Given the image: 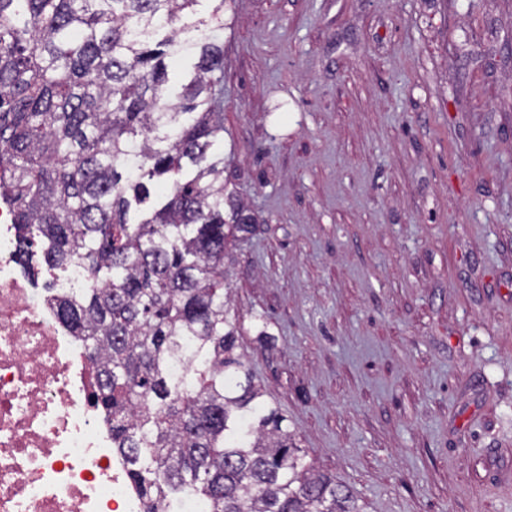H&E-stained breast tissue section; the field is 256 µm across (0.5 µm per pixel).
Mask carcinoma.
Here are the masks:
<instances>
[{
  "mask_svg": "<svg viewBox=\"0 0 512 512\" xmlns=\"http://www.w3.org/2000/svg\"><path fill=\"white\" fill-rule=\"evenodd\" d=\"M0 0V202L95 352L97 407L148 512H367L264 399L224 258L257 217L224 183V5ZM181 25H176V22ZM148 210L137 223L132 207Z\"/></svg>",
  "mask_w": 512,
  "mask_h": 512,
  "instance_id": "carcinoma-1",
  "label": "carcinoma"
}]
</instances>
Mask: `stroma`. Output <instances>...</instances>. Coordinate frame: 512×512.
<instances>
[{"mask_svg":"<svg viewBox=\"0 0 512 512\" xmlns=\"http://www.w3.org/2000/svg\"><path fill=\"white\" fill-rule=\"evenodd\" d=\"M242 351L368 512H512V0H227Z\"/></svg>","mask_w":512,"mask_h":512,"instance_id":"obj_1","label":"stroma"}]
</instances>
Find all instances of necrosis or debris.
Wrapping results in <instances>:
<instances>
[{
    "label": "necrosis or debris",
    "mask_w": 512,
    "mask_h": 512,
    "mask_svg": "<svg viewBox=\"0 0 512 512\" xmlns=\"http://www.w3.org/2000/svg\"><path fill=\"white\" fill-rule=\"evenodd\" d=\"M18 245L0 206V512H147L93 403L87 350L55 304L86 272L75 263L39 287L19 272Z\"/></svg>",
    "instance_id": "4bbe7bcc"
}]
</instances>
